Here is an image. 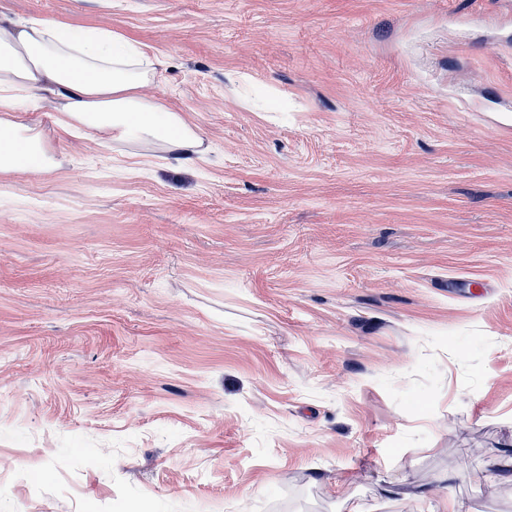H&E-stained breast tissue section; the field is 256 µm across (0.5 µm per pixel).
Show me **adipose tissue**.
I'll list each match as a JSON object with an SVG mask.
<instances>
[{"instance_id":"ef3b65f1","label":"adipose tissue","mask_w":512,"mask_h":512,"mask_svg":"<svg viewBox=\"0 0 512 512\" xmlns=\"http://www.w3.org/2000/svg\"><path fill=\"white\" fill-rule=\"evenodd\" d=\"M155 76L141 45L111 29L0 18V171L53 165L44 130L17 119L46 106L60 132L85 131L103 148L133 145L177 164L203 159L201 130L145 94Z\"/></svg>"}]
</instances>
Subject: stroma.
Instances as JSON below:
<instances>
[{
    "instance_id": "35a3bbf8",
    "label": "stroma",
    "mask_w": 512,
    "mask_h": 512,
    "mask_svg": "<svg viewBox=\"0 0 512 512\" xmlns=\"http://www.w3.org/2000/svg\"><path fill=\"white\" fill-rule=\"evenodd\" d=\"M2 15L137 41L212 150L19 114L54 165L0 173V512H512V0Z\"/></svg>"
}]
</instances>
